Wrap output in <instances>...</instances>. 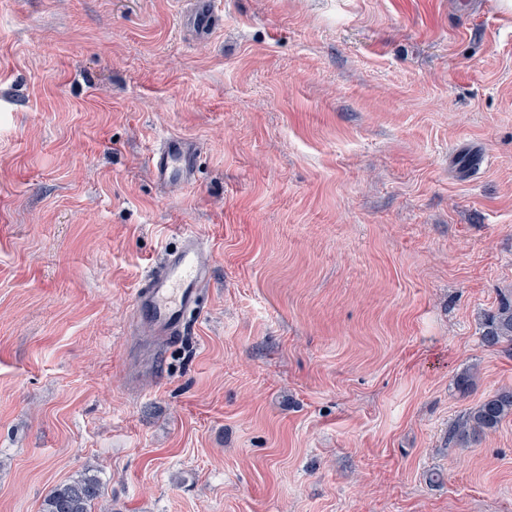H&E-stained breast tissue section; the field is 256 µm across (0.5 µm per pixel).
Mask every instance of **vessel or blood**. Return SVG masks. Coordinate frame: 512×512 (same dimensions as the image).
<instances>
[{"instance_id": "vessel-or-blood-1", "label": "vessel or blood", "mask_w": 512, "mask_h": 512, "mask_svg": "<svg viewBox=\"0 0 512 512\" xmlns=\"http://www.w3.org/2000/svg\"><path fill=\"white\" fill-rule=\"evenodd\" d=\"M196 161L195 145L182 137L164 139L151 155L153 175L163 184L192 181ZM210 279L201 240L184 234L179 247L147 272L135 292V316L142 330L161 339L180 334L189 315L198 309L201 290Z\"/></svg>"}]
</instances>
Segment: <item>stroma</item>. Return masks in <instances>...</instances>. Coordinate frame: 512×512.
<instances>
[{"mask_svg":"<svg viewBox=\"0 0 512 512\" xmlns=\"http://www.w3.org/2000/svg\"><path fill=\"white\" fill-rule=\"evenodd\" d=\"M209 2L0 0V512L88 465L100 512H512V417L448 438L512 387V6ZM186 231L156 365L133 296ZM196 161V146L192 141L182 137L164 139L151 155L153 175L162 184L192 181ZM203 248L195 234L186 233L180 246L145 275L135 292L134 310L137 323L148 335L177 336L198 309L201 290L211 279ZM482 344L488 348L512 347V299L503 298L496 312L489 315L484 324ZM508 416H512V388H501L470 408L455 423L452 438L462 447H467L470 441L496 431Z\"/></svg>","mask_w":512,"mask_h":512,"instance_id":"1","label":"stroma"}]
</instances>
